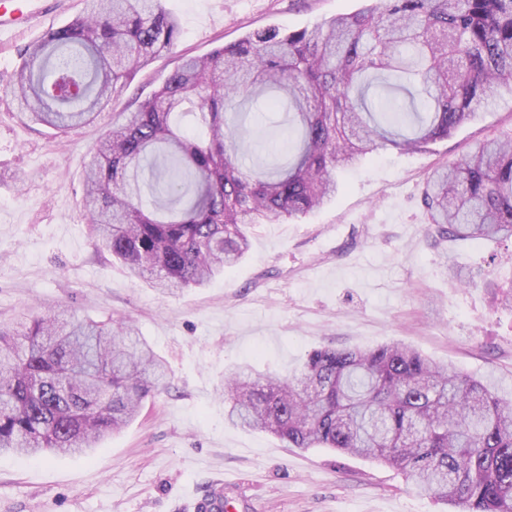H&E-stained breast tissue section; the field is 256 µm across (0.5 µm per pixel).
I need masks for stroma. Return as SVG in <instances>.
Listing matches in <instances>:
<instances>
[{
	"mask_svg": "<svg viewBox=\"0 0 512 512\" xmlns=\"http://www.w3.org/2000/svg\"><path fill=\"white\" fill-rule=\"evenodd\" d=\"M181 25L97 123L53 138L28 124L10 92L20 52L43 30L0 44V322L63 308L133 321L168 364L169 392L107 437L91 457L0 455V512H194L215 479L227 512H460L378 461L330 448L285 447L228 424L221 381L248 363L288 374L321 347L393 341L479 377L512 383V286L497 247L436 240L422 202L428 174L480 142L512 132V94L478 120L417 152L388 147L339 173L336 198L299 221L258 224L251 248L206 287L176 296L133 281L91 238L82 207L93 147L140 91L182 55L270 27L297 31L364 0H162Z\"/></svg>",
	"mask_w": 512,
	"mask_h": 512,
	"instance_id": "35a3bbf8",
	"label": "stroma"
}]
</instances>
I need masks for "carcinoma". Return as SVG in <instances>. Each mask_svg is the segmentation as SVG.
I'll return each instance as SVG.
<instances>
[{
  "label": "carcinoma",
  "mask_w": 512,
  "mask_h": 512,
  "mask_svg": "<svg viewBox=\"0 0 512 512\" xmlns=\"http://www.w3.org/2000/svg\"><path fill=\"white\" fill-rule=\"evenodd\" d=\"M181 36L162 0H93L21 52L19 115L60 138L97 121ZM378 82L390 93L367 103ZM512 90V0H372L311 29L253 32L186 57L103 132L84 185L86 223L134 280L200 288L240 262L256 224L301 218L339 190L337 172L380 148L450 137ZM288 114L256 142L227 108ZM440 238L512 243V133L427 178ZM162 360L129 321L67 310L0 323V454H87L167 387ZM225 420L287 448L383 462L464 512H512V389L403 343L324 347L285 377L224 373Z\"/></svg>",
  "instance_id": "carcinoma-1"
}]
</instances>
